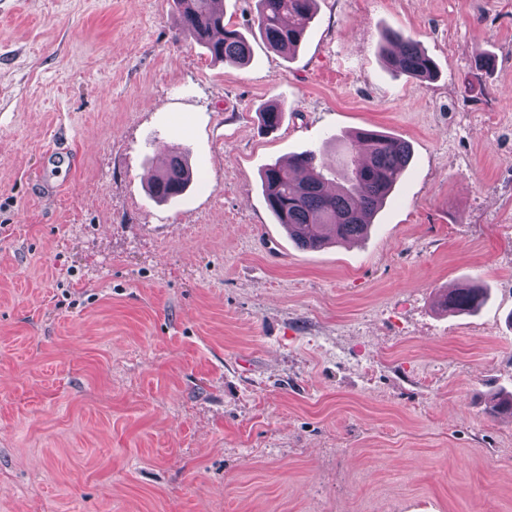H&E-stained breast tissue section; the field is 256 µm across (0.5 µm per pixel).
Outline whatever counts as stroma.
Listing matches in <instances>:
<instances>
[{
  "mask_svg": "<svg viewBox=\"0 0 512 512\" xmlns=\"http://www.w3.org/2000/svg\"><path fill=\"white\" fill-rule=\"evenodd\" d=\"M223 6L245 67L172 0H0V512H512V0H318L292 56ZM366 127L411 144L400 183L299 248L263 170ZM214 0H174L181 34L207 49L215 61L242 67L249 63L251 45L238 30L224 24V11ZM389 46H397L399 50L390 51ZM380 52L397 76L403 75L423 82L434 79L437 74L433 59L425 53L418 41L402 31L386 30L382 35ZM193 173L187 163L176 152H172L168 167L154 177L150 191L160 200L171 199L183 193L189 185ZM484 300L480 288L464 286L450 289L444 297V305L449 312H469L478 310Z\"/></svg>",
  "mask_w": 512,
  "mask_h": 512,
  "instance_id": "1",
  "label": "stroma"
}]
</instances>
